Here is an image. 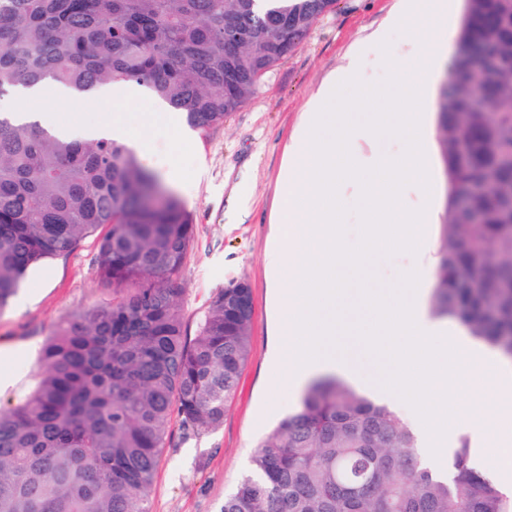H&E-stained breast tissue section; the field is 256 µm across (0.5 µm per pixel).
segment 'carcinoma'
Listing matches in <instances>:
<instances>
[{"instance_id":"carcinoma-1","label":"carcinoma","mask_w":512,"mask_h":512,"mask_svg":"<svg viewBox=\"0 0 512 512\" xmlns=\"http://www.w3.org/2000/svg\"><path fill=\"white\" fill-rule=\"evenodd\" d=\"M338 0H0V102L54 83L77 99L135 83L206 130L224 125ZM240 36L231 46L224 35ZM448 202L432 312L512 361V0H467L443 86ZM123 142L63 138L0 108V310L28 270L103 225L97 270L122 292L43 349L34 387L0 410V512H149L168 424L224 422L251 352L252 289L230 283L187 337L174 277L190 214ZM419 460L393 410L313 383L257 445L220 512H512L469 465Z\"/></svg>"}]
</instances>
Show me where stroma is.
<instances>
[{
	"label": "stroma",
	"instance_id": "1",
	"mask_svg": "<svg viewBox=\"0 0 512 512\" xmlns=\"http://www.w3.org/2000/svg\"><path fill=\"white\" fill-rule=\"evenodd\" d=\"M398 4L399 0H339L336 10L315 23L224 125L191 129L177 113L172 123L153 126L137 152L140 165L172 191L193 218L194 241L177 280L188 328H195L213 297L230 281L249 282L253 296L252 351L236 397L223 424L213 430L193 431L172 418L149 496L150 512H219L225 495L249 474L259 441L299 407V397L273 396L266 365L276 341L267 253L286 150L308 100L379 30H386L390 52L370 53L363 83L382 82L387 61L410 57L413 31L425 28L427 21L417 17L410 31L386 28ZM28 107L51 110L75 136L87 124L112 116L111 102L75 110L50 91ZM447 191L438 156L433 159L429 192L404 187L409 209L432 206L433 220L423 250L375 261L379 287L392 285L402 273L418 271L422 303L430 305ZM97 245V237H88L71 253L31 270L9 307L0 311V409L15 404L33 387L42 348L62 325L84 308L112 300L111 284L96 271Z\"/></svg>",
	"mask_w": 512,
	"mask_h": 512
}]
</instances>
